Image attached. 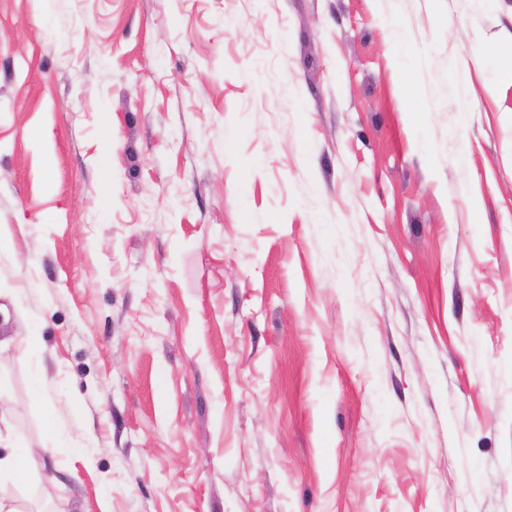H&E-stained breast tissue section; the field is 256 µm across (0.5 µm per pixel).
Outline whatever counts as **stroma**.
I'll list each match as a JSON object with an SVG mask.
<instances>
[{
  "label": "stroma",
  "instance_id": "stroma-1",
  "mask_svg": "<svg viewBox=\"0 0 512 512\" xmlns=\"http://www.w3.org/2000/svg\"><path fill=\"white\" fill-rule=\"evenodd\" d=\"M0 416L18 512H512V0H0ZM32 456V448L26 446H14L11 453L0 458V511L18 512L17 509L4 502L1 497L2 489L18 486L28 472L29 461Z\"/></svg>",
  "mask_w": 512,
  "mask_h": 512
}]
</instances>
